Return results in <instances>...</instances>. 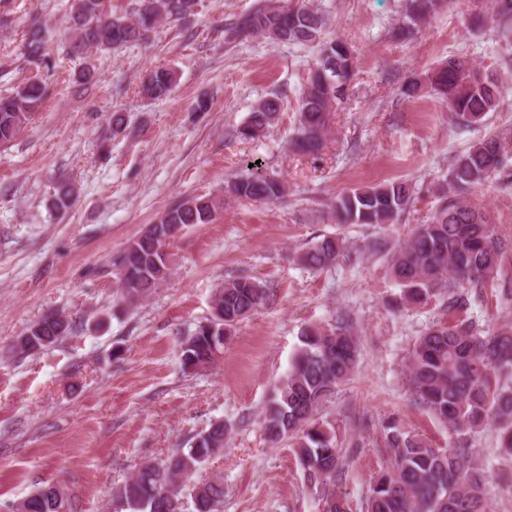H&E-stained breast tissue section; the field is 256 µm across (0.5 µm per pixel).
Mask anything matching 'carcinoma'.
Returning a JSON list of instances; mask_svg holds the SVG:
<instances>
[{
	"instance_id": "cac0c4a2",
	"label": "carcinoma",
	"mask_w": 512,
	"mask_h": 512,
	"mask_svg": "<svg viewBox=\"0 0 512 512\" xmlns=\"http://www.w3.org/2000/svg\"><path fill=\"white\" fill-rule=\"evenodd\" d=\"M198 0H140L129 15L103 13L98 0H72L67 27V53L88 56L149 39L156 25L195 12ZM446 0H404L397 35L406 37L439 13ZM491 22L504 40L512 31V0H492ZM326 16L303 0L284 8L271 0L239 18L228 29L233 38L262 36L275 43L319 47L316 63L302 94L293 151L315 156L323 149L330 112L347 95L354 76L355 52L339 39H322ZM38 20L32 21L28 57L45 59V40ZM469 69L464 76L462 71ZM176 80L171 68L151 71L141 86L149 99L167 96ZM432 91L459 123L469 126L495 110L503 86L492 73L481 72L461 56L452 58L429 76ZM45 96V86L31 80L0 97V145L11 142L33 120ZM276 96L259 100L248 120L236 129L240 140H254L280 112ZM512 145V132L501 131L469 147L448 169V197L428 224H421L401 243L385 237L373 241L374 253L385 259L400 288L396 305L418 306L443 293L448 310L461 318L435 324L414 342L407 375L414 401L448 425L457 443L448 450L431 448L405 430L395 418L382 424L386 460L369 485L366 512H487L483 471L472 440L493 430L499 449L512 455V388L499 383L497 373L512 369V327L484 335L465 317L470 292L484 288L500 272L502 244L486 212L458 197L477 189L503 169ZM284 185L253 167L225 182L224 195L247 201H273ZM75 194L68 180L58 182L52 206L67 209ZM416 200L415 187L393 180L354 189L336 198L332 207L338 224L383 228L397 224ZM223 198L196 196L171 207L113 259L120 288L117 301L132 309L147 299L171 275L169 247L186 228L209 224ZM349 250L346 238L325 235L296 253L294 260L312 270L334 267ZM266 289L248 276H239L215 289L211 313L181 341L185 372L204 370L222 353L236 326L265 304ZM71 332V321L49 311L18 337L16 348L36 353L55 345ZM360 355L358 337L343 319L301 331V345L286 379L275 388L262 421L267 441H288L296 448L309 484L321 493L322 512H350L347 498L332 490L344 462L335 428L319 413L354 374ZM228 428L215 421L199 432L187 448L160 461L143 463L113 487V499L126 512H222L224 481L218 476L198 481L196 475L224 450ZM68 506L55 484L44 483L8 512H60Z\"/></svg>"
}]
</instances>
